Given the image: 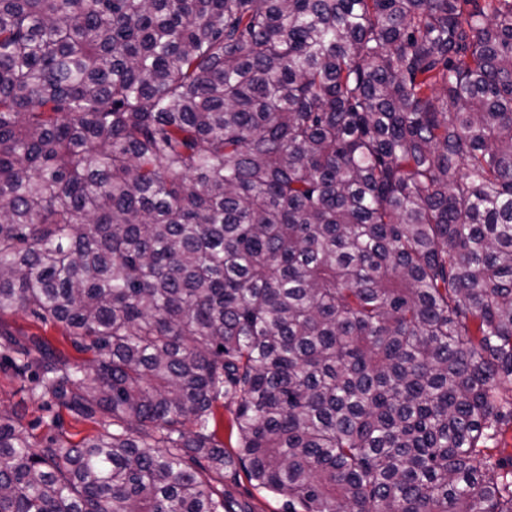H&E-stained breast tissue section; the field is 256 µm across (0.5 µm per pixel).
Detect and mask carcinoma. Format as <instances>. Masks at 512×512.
I'll use <instances>...</instances> for the list:
<instances>
[{"mask_svg": "<svg viewBox=\"0 0 512 512\" xmlns=\"http://www.w3.org/2000/svg\"><path fill=\"white\" fill-rule=\"evenodd\" d=\"M16 311L0 512H512V0H0ZM1 320L17 336L44 335L55 346L65 350L73 359L82 361L91 358V354L78 353L73 349L69 337L66 336L61 327L49 326L45 329L40 323L35 322L31 317L22 312L5 314ZM16 407L24 413L23 424L30 433L41 437L47 433L42 422L48 413L40 410L38 404L29 401L20 391V382L9 372L0 369V409L10 410ZM225 492L233 499L247 503L252 512H282L281 497L255 487L241 469L235 481L224 477Z\"/></svg>", "mask_w": 512, "mask_h": 512, "instance_id": "1", "label": "carcinoma"}]
</instances>
